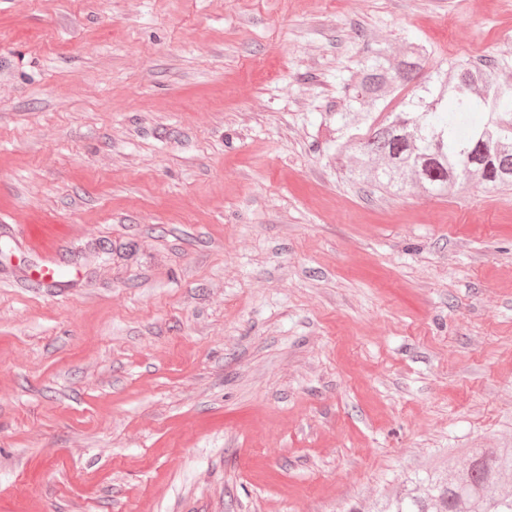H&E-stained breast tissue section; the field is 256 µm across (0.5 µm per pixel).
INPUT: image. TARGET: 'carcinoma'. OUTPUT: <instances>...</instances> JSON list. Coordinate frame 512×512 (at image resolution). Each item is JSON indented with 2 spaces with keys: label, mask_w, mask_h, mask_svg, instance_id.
Listing matches in <instances>:
<instances>
[{
  "label": "carcinoma",
  "mask_w": 512,
  "mask_h": 512,
  "mask_svg": "<svg viewBox=\"0 0 512 512\" xmlns=\"http://www.w3.org/2000/svg\"><path fill=\"white\" fill-rule=\"evenodd\" d=\"M422 49L412 46L395 59L374 51L360 85L344 87L347 111L338 128H366L362 138L336 137V151L351 150L350 176L399 194L413 182L432 195L455 194L471 180L488 190L512 188V96L498 98L505 83L497 70L460 64L449 76L413 93L403 109L384 122L361 107L394 99L423 70ZM477 109L486 122L461 136L457 119ZM512 476V448L448 451V478L428 470L407 480V488L372 504L371 512H512V492L502 482Z\"/></svg>",
  "instance_id": "obj_1"
}]
</instances>
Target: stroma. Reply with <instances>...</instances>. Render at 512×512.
Returning a JSON list of instances; mask_svg holds the SVG:
<instances>
[{
  "label": "stroma",
  "mask_w": 512,
  "mask_h": 512,
  "mask_svg": "<svg viewBox=\"0 0 512 512\" xmlns=\"http://www.w3.org/2000/svg\"><path fill=\"white\" fill-rule=\"evenodd\" d=\"M382 43L512 81V0H0V512H348L512 448V190L348 177Z\"/></svg>",
  "instance_id": "stroma-1"
}]
</instances>
